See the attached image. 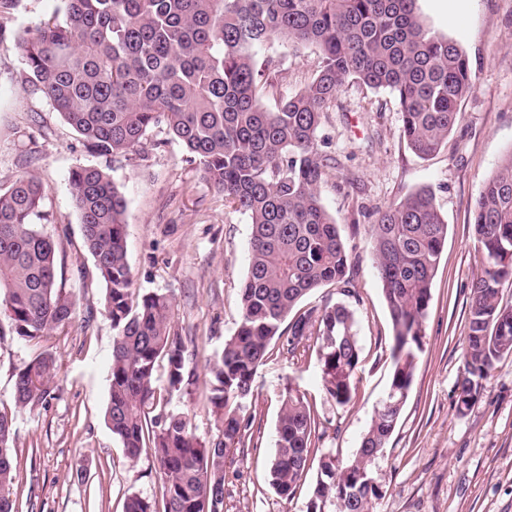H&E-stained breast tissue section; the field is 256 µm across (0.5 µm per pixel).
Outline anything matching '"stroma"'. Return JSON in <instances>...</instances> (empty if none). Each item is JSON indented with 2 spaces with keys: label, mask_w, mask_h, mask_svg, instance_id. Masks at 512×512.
Here are the masks:
<instances>
[{
  "label": "stroma",
  "mask_w": 512,
  "mask_h": 512,
  "mask_svg": "<svg viewBox=\"0 0 512 512\" xmlns=\"http://www.w3.org/2000/svg\"><path fill=\"white\" fill-rule=\"evenodd\" d=\"M424 26L466 52L474 92L462 100L460 119L433 157L422 159L402 138L392 94L347 82L319 130L322 154L335 162L321 200L338 225L353 264L354 298L336 287L316 290L306 305L346 301L361 346L350 404L328 400L316 358L297 361L271 345L244 400L254 418V443L226 468L224 512H306L309 472L293 500L268 484L275 428L286 389L299 391L330 427L314 455L351 458L391 377V323L373 263L371 225L378 210L426 187L448 225L432 287L425 338L413 384L399 420L373 469L380 488L372 512H512V355L484 382L479 401L456 409L462 348L468 333L469 289L484 265L472 224L485 178L512 153V0H417ZM288 67L278 97L296 93L316 74L312 44L274 41L268 48ZM17 55L0 48V187L37 175L47 190L45 232L56 242L58 275L76 298L72 321L29 343L0 339V404L12 406L15 375L35 351L57 360L50 397L19 411L14 421L19 512H123L135 492L158 494L154 458H126L108 429L112 326L101 309L102 288L70 189L77 166L105 169L127 203V257L136 292L171 294L173 320L190 336L196 384L174 393L193 431L216 432L207 398L209 362L239 320L240 285L248 266L250 218L225 204L202 180L182 147L165 130L149 132L138 151L105 159L88 152L50 102L30 94Z\"/></svg>",
  "instance_id": "35a3bbf8"
}]
</instances>
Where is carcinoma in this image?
I'll use <instances>...</instances> for the list:
<instances>
[{"label": "carcinoma", "instance_id": "1", "mask_svg": "<svg viewBox=\"0 0 512 512\" xmlns=\"http://www.w3.org/2000/svg\"><path fill=\"white\" fill-rule=\"evenodd\" d=\"M21 0H0V46L17 53L22 77L45 97L100 157L126 156L148 133L166 129L202 179L251 220L240 319L209 363L212 439L197 436L172 393L193 385L187 344L171 320L173 298L138 294L127 258V203L102 168L78 166L69 188L94 274L104 287L112 325L105 421L127 458L152 450L160 496L131 493L124 512H224L227 459L248 448L252 416L241 400L257 368L279 343L297 359L313 352L323 390L350 403L361 347L352 310L299 304L325 286L353 297L352 264L336 218L321 203L329 159L317 148L325 113L354 80L391 93L402 136L421 158L437 153L474 88L465 51L428 30L416 0H63L61 12L24 30L7 26ZM273 40L314 44L321 65L300 91L274 110L264 96L287 77L263 55ZM46 189L33 174L0 190V336L27 342L69 323L76 301L58 281L53 238L42 230ZM472 224L485 264L470 288L469 322L457 410L478 401L482 381L512 354V305L501 303L512 280V152L484 181ZM375 268L392 324V374L353 457L319 461L307 512H371L379 487L369 483L407 399L424 346L431 289L448 236L432 193L419 189L377 213ZM167 362L168 388L155 369ZM57 371L54 356L33 354L15 376L14 405L41 403ZM14 413L0 409V512H18L11 452ZM326 426L303 397L285 391L278 414L269 483L295 498Z\"/></svg>", "mask_w": 512, "mask_h": 512}]
</instances>
